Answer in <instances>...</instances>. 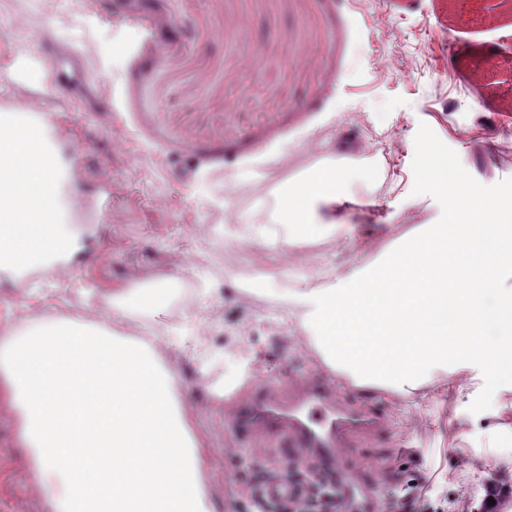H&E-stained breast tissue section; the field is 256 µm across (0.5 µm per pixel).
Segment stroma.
I'll return each instance as SVG.
<instances>
[{"label":"stroma","mask_w":512,"mask_h":512,"mask_svg":"<svg viewBox=\"0 0 512 512\" xmlns=\"http://www.w3.org/2000/svg\"><path fill=\"white\" fill-rule=\"evenodd\" d=\"M446 2L0 0V113L56 116L66 190L88 202L59 223L90 227L67 277L33 285L0 274V324L108 314L115 286H165L164 310L143 304L132 319L158 337L207 438L213 512H236L238 465L283 455L277 438L243 447L225 427L221 391L242 359L283 388L322 369L289 319L291 291L384 259L410 233L445 223L459 193L512 197V111L498 83L478 78L512 36V14L459 24ZM52 40L88 46L80 84L60 93L45 88ZM377 142L378 183L352 182L323 213L335 233L295 245L222 235L228 222L261 220L274 186L315 163L311 145L355 155ZM423 143L448 160L446 191L416 176ZM255 275L263 290L239 287ZM354 394L392 424L385 438L349 440L383 492L426 477L430 499L451 500L485 471L512 483V432L492 431L485 416L512 393L460 400L437 373L405 400ZM0 512H51L15 421L2 416Z\"/></svg>","instance_id":"obj_1"}]
</instances>
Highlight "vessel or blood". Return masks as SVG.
Wrapping results in <instances>:
<instances>
[{
    "label": "vessel or blood",
    "mask_w": 512,
    "mask_h": 512,
    "mask_svg": "<svg viewBox=\"0 0 512 512\" xmlns=\"http://www.w3.org/2000/svg\"><path fill=\"white\" fill-rule=\"evenodd\" d=\"M55 64L50 89L62 90L69 73L64 70L80 60L71 44L51 47ZM0 125L35 133L43 167L53 182L64 176V160L55 147L53 116L46 112H4ZM0 264L15 268L19 277H56L58 267L24 264L15 261L8 237L0 238ZM225 424L237 440L247 442L255 436L276 434L285 437L298 456L313 458L332 474L336 492L346 512H382L381 494L363 468L347 463L342 451L351 434L359 429L387 433L388 424L381 409L356 400L343 391L340 381L324 373L297 375L291 379L290 394H282L268 379L256 380L249 394L224 410Z\"/></svg>",
    "instance_id": "1"
}]
</instances>
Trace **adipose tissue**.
Instances as JSON below:
<instances>
[{
  "instance_id": "obj_1",
  "label": "adipose tissue",
  "mask_w": 512,
  "mask_h": 512,
  "mask_svg": "<svg viewBox=\"0 0 512 512\" xmlns=\"http://www.w3.org/2000/svg\"><path fill=\"white\" fill-rule=\"evenodd\" d=\"M375 160L328 161L287 181L280 220L323 233L318 209ZM54 184L9 182L0 222L13 249L60 262ZM512 197H458L448 221L408 236L384 261L331 288L298 292L300 326L324 365L352 385L412 396L437 372L512 387ZM155 341L103 315L31 322L0 341V405L14 412L35 482L53 512H212L206 439Z\"/></svg>"
}]
</instances>
